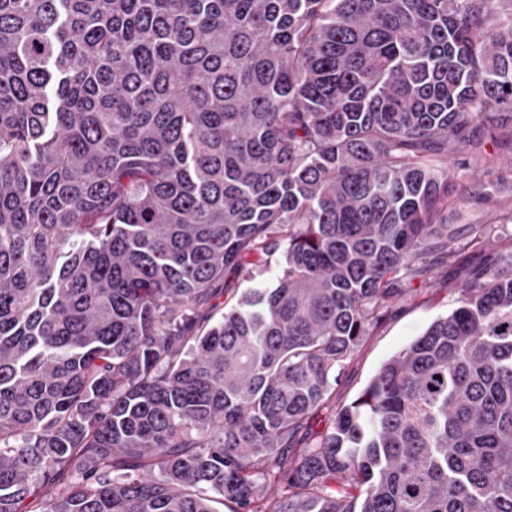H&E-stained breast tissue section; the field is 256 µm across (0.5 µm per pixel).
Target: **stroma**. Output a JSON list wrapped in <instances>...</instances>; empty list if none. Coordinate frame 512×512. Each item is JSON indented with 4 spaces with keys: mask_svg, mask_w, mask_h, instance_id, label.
Wrapping results in <instances>:
<instances>
[{
    "mask_svg": "<svg viewBox=\"0 0 512 512\" xmlns=\"http://www.w3.org/2000/svg\"><path fill=\"white\" fill-rule=\"evenodd\" d=\"M434 164L449 168L452 175V223L475 225L483 244L465 251L456 262L438 260L423 284L408 289L369 328L340 372L332 395L336 406L350 404L385 361L456 307L467 268L512 249V224L501 221L503 213L512 212V144L471 146L454 156L435 158Z\"/></svg>",
    "mask_w": 512,
    "mask_h": 512,
    "instance_id": "1",
    "label": "stroma"
}]
</instances>
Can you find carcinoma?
<instances>
[{
	"mask_svg": "<svg viewBox=\"0 0 512 512\" xmlns=\"http://www.w3.org/2000/svg\"><path fill=\"white\" fill-rule=\"evenodd\" d=\"M474 128L512 0H0V512H512V254L330 405ZM255 261L257 266L250 269V277L239 276L232 280L229 288H238V295L251 288H271L275 285V276L282 263V250L270 251L262 255L261 261Z\"/></svg>",
	"mask_w": 512,
	"mask_h": 512,
	"instance_id": "1",
	"label": "carcinoma"
}]
</instances>
